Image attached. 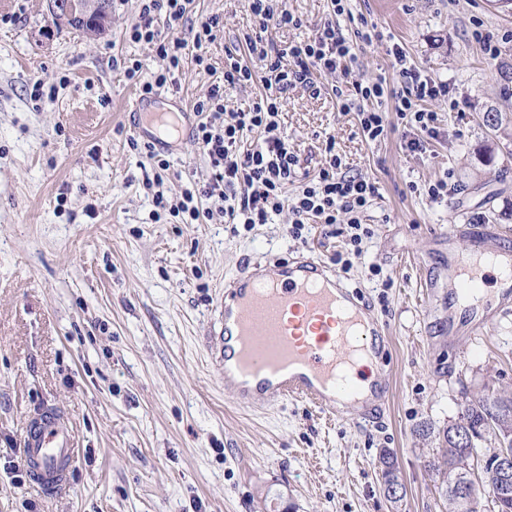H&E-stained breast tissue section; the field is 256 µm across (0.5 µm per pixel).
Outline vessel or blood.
Here are the masks:
<instances>
[{"label": "vessel or blood", "instance_id": "obj_1", "mask_svg": "<svg viewBox=\"0 0 512 512\" xmlns=\"http://www.w3.org/2000/svg\"><path fill=\"white\" fill-rule=\"evenodd\" d=\"M132 110L139 115L135 133L155 149H167L169 131L190 133L192 110L182 97L139 96ZM469 236L468 250L450 257L464 279L448 300V321L475 335L489 323L471 302L488 278L481 266L502 255L512 260V246L493 224L470 228ZM215 310L221 324L215 360L224 392L238 407L274 408L296 397L326 416L358 422L385 408L389 387L370 375L388 351L390 328L322 260L301 252L245 264L226 284ZM22 448L28 473L45 487H66L64 465L78 454L68 421L43 411L37 428L26 431Z\"/></svg>", "mask_w": 512, "mask_h": 512}]
</instances>
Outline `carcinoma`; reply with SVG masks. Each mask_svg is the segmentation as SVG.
Wrapping results in <instances>:
<instances>
[{"instance_id":"carcinoma-1","label":"carcinoma","mask_w":512,"mask_h":512,"mask_svg":"<svg viewBox=\"0 0 512 512\" xmlns=\"http://www.w3.org/2000/svg\"><path fill=\"white\" fill-rule=\"evenodd\" d=\"M106 8L107 15L97 24L79 12L67 14L61 11L52 15L53 25L58 30L65 28L97 36L110 23V0L106 3ZM479 119L482 125L494 132L507 130L509 124L508 118L493 108L480 113ZM454 428H468L474 433L473 449L488 440L494 442L498 448L505 445L512 448V394L489 390L465 392L457 419L435 432L426 425L419 430V436L423 439L433 436L438 440L436 453L426 461L425 468L441 483L442 496L447 505L446 512H484V499L495 492L501 494L500 501L495 504L496 512H512V484L505 490L499 487L501 480L495 470L485 473L467 500L461 501L457 498L454 485L471 467L473 453L472 449L461 448L451 441L448 433ZM396 461L397 457L391 449H380L379 466L383 485L402 489L404 485L400 480Z\"/></svg>"}]
</instances>
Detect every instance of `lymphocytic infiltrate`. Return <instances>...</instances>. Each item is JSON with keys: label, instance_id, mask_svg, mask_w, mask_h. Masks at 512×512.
<instances>
[{"label": "lymphocytic infiltrate", "instance_id": "lymphocytic-infiltrate-1", "mask_svg": "<svg viewBox=\"0 0 512 512\" xmlns=\"http://www.w3.org/2000/svg\"><path fill=\"white\" fill-rule=\"evenodd\" d=\"M191 0H142L137 23L131 37L137 41L156 44L157 53L166 60L165 69L143 79L141 62L126 67V77L139 85L141 93H152L154 88L167 84L174 70L180 68L187 46H195L194 62L206 67L207 58L201 52L203 44L215 41L224 32V20L213 14L201 20L193 44L163 36V28H174L187 13ZM251 15L249 30L238 38L251 56L242 62L235 51H227L222 80L214 82L203 99L193 106L201 116L193 133V141L207 157L213 171L204 183L185 189L178 203H169L163 191L146 181V188L153 191L157 212L181 215L196 221L201 217L202 201L218 198L222 201V214L228 223L251 227L269 223L272 216L282 211L292 214L288 233L292 238H302L307 224L316 222L327 227L342 226L346 245L360 249L364 238L370 237L369 228L363 225V216L378 194L376 184L362 176L343 172V161L336 152L334 139H326L325 164L317 176L301 178L298 160L288 147V138L281 128V108L291 89L302 87L313 95H320L322 88L314 75L324 72L336 75L339 83L333 86L336 97L342 98L343 111H356L363 136L373 142L385 133L386 113L366 108V101L382 98V83H354L352 98H345L342 80L351 74L353 60L351 45L337 28L334 19L317 27L307 41L285 48L275 47L269 40L271 29L299 28L303 21L287 6V0H247ZM259 63L267 73L265 92L249 110L230 111L224 106V88L244 85L253 79L252 63ZM403 87L397 98L395 114L401 123L413 131L407 143L409 151H423L429 138L435 137V113L424 109L429 100L448 99L450 108H457V101L449 100L446 82L434 79L421 71L405 68L401 71ZM255 133L259 141L245 147L248 134ZM297 186L296 195H289V186Z\"/></svg>", "mask_w": 512, "mask_h": 512}]
</instances>
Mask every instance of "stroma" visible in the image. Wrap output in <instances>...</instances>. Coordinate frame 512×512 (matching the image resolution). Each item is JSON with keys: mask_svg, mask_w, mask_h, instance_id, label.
I'll use <instances>...</instances> for the list:
<instances>
[{"mask_svg": "<svg viewBox=\"0 0 512 512\" xmlns=\"http://www.w3.org/2000/svg\"><path fill=\"white\" fill-rule=\"evenodd\" d=\"M46 5L0 0V512H445L424 468L437 443L419 429L454 421L463 390H512V303L479 335L449 333L448 251L467 238L439 237L451 224L486 223L512 238V173L502 174L503 156H477L493 138L478 113L512 115V11L491 0H347L335 17L352 79L382 82L383 111L403 86L392 45L447 82L459 107L428 102L438 134L425 151L407 150L398 123L365 140L331 76H318L321 95L297 88L282 108L301 174L318 173L331 136L346 172L379 188L363 217L372 235L342 273L391 331V392L374 425L327 420L295 398L248 411L225 395L207 346L225 279L243 259L307 249L329 264L342 240L313 223L305 241L292 239L286 211L238 231L218 215L154 218L145 178L160 176L176 201L212 170L190 140L166 152L164 172L132 147L139 91L121 63L142 61L148 74L165 65L130 38L140 0H112V25L93 39L57 32ZM288 8L303 25L271 31L280 47L331 17L330 0ZM215 13L224 35L204 47L210 70L185 59L164 93L192 104L223 76L226 49L250 24L244 0H194L177 35L192 40ZM364 23L382 40L356 39ZM477 27L499 42L496 59ZM37 81L51 102L31 99ZM442 179L447 192L431 197ZM46 407L69 417L79 447L56 494L13 466L29 417ZM382 448L395 452L406 489L397 507L383 491Z\"/></svg>", "mask_w": 512, "mask_h": 512, "instance_id": "stroma-1", "label": "stroma"}]
</instances>
